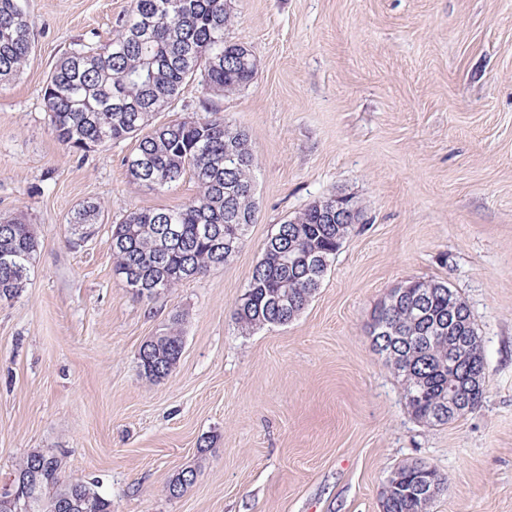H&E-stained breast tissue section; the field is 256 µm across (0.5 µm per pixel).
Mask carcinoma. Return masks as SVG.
<instances>
[{
    "instance_id": "1",
    "label": "carcinoma",
    "mask_w": 512,
    "mask_h": 512,
    "mask_svg": "<svg viewBox=\"0 0 512 512\" xmlns=\"http://www.w3.org/2000/svg\"><path fill=\"white\" fill-rule=\"evenodd\" d=\"M227 0H131L118 37L91 50L61 57L43 93L52 131L62 144L88 151L108 142L134 139L126 157L129 179L148 189L171 187L185 175L198 193L175 208L140 209L112 225L113 269L139 299L154 300L184 281L222 267L243 244L256 219L252 173L255 158L243 129L219 117L196 113L164 124L158 113L177 100L182 87L198 78L216 94L234 92L253 81L257 69L249 49L224 40L232 21ZM33 26L20 0H0V81L17 76L34 52ZM100 205L74 209L68 224L79 238L99 223ZM349 224L336 223L325 200L308 205L279 225L253 268L233 316L245 332L286 325L308 306L326 275ZM38 249L31 225L0 220V303L18 298ZM320 255L319 271L301 263ZM417 287L392 308L378 307L370 336L385 347L402 376L407 409L427 424H445L476 410L484 390L470 385L486 379L481 341L466 304L445 282L416 280ZM182 317L139 349L138 367L151 381L168 377L182 356ZM394 327L397 333L379 332ZM455 385L457 409L448 411ZM66 461L51 448H34L13 470L16 500L0 501V512H112V501L97 486L64 476ZM430 463L399 465L401 489L386 512H427V486L441 491L447 479Z\"/></svg>"
}]
</instances>
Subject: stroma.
Masks as SVG:
<instances>
[{
  "mask_svg": "<svg viewBox=\"0 0 512 512\" xmlns=\"http://www.w3.org/2000/svg\"><path fill=\"white\" fill-rule=\"evenodd\" d=\"M36 50L0 84V215L39 248L20 296L0 304V476L34 448L64 452L112 512H382L392 470L430 462L447 487L428 512H512V0H231L229 42L255 79L182 89L160 123L217 112L257 162L256 222L223 267L160 298L112 269L111 226L181 207L130 182L134 140L76 152L55 138L44 82L63 54L115 39L130 0H21ZM360 222L290 324L242 332L233 310L265 242L331 194ZM102 206L74 241L79 204ZM446 282L482 342L479 408L414 419L371 347L375 306L413 279ZM180 313L184 348L152 382L141 345ZM196 480L180 497L178 471Z\"/></svg>",
  "mask_w": 512,
  "mask_h": 512,
  "instance_id": "35a3bbf8",
  "label": "stroma"
}]
</instances>
